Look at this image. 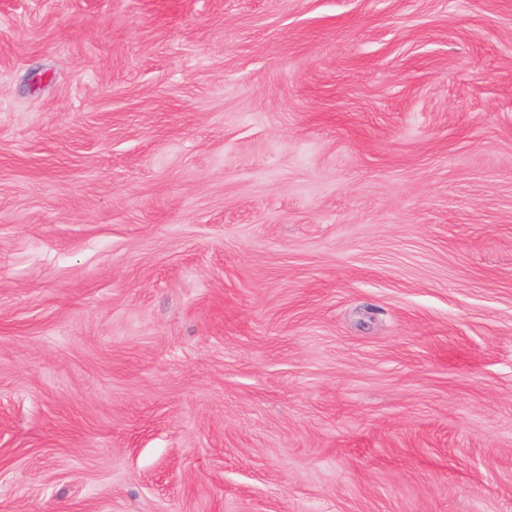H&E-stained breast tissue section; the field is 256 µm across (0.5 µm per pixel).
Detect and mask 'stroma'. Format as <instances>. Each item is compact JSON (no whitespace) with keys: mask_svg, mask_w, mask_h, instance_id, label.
<instances>
[{"mask_svg":"<svg viewBox=\"0 0 512 512\" xmlns=\"http://www.w3.org/2000/svg\"><path fill=\"white\" fill-rule=\"evenodd\" d=\"M0 512H512V0H0Z\"/></svg>","mask_w":512,"mask_h":512,"instance_id":"stroma-1","label":"stroma"}]
</instances>
